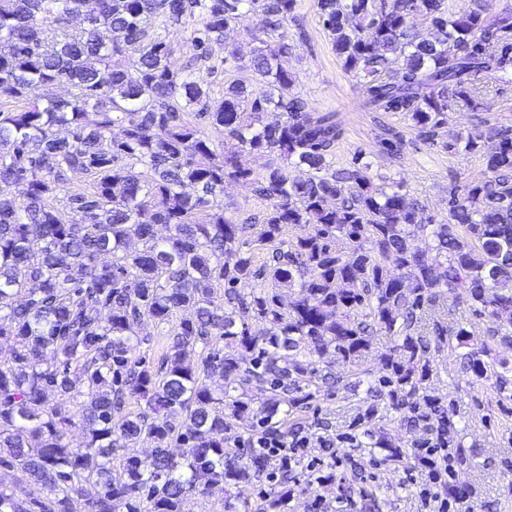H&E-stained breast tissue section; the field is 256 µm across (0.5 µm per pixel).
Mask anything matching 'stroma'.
I'll list each match as a JSON object with an SVG mask.
<instances>
[{"mask_svg":"<svg viewBox=\"0 0 512 512\" xmlns=\"http://www.w3.org/2000/svg\"><path fill=\"white\" fill-rule=\"evenodd\" d=\"M194 26L189 19L162 31L171 45L174 67L194 65L215 99L223 97L225 83L238 78L249 82L253 95L265 92V84L250 72L221 67L226 48H235L242 58L251 57L257 43L250 35L239 28L227 30L223 42L213 45L212 62L206 65L195 60L197 51L190 38ZM266 39L294 43L283 65L293 75L297 90L312 107L339 114L345 135L336 146V166L345 167L353 158L363 157L375 172L402 182L435 222H447L450 192L485 176L480 155L448 149V140L477 124L495 131L512 128V82L491 84L488 111L472 112L450 103L445 125L430 140L401 113L367 109L360 79L347 72L336 56L318 21L315 0H295L291 19L268 32ZM390 132L401 141L399 154L384 149L383 140ZM432 368L427 392L453 403L463 434V445L454 449L453 456L454 479L462 484L465 495L464 512H512V399L497 400L470 381L448 352L434 355ZM364 398V387L339 386L320 391L308 407L297 411L296 420L306 427H325L330 436H343L344 441L336 450L334 479L311 489L306 486V462L322 457L323 451L315 443L307 448L304 462L295 464L288 481V512H422L409 466L381 461L379 455L359 446L372 434L383 436L389 447L410 449L419 429L386 411L367 416Z\"/></svg>","mask_w":512,"mask_h":512,"instance_id":"35a3bbf8","label":"stroma"}]
</instances>
